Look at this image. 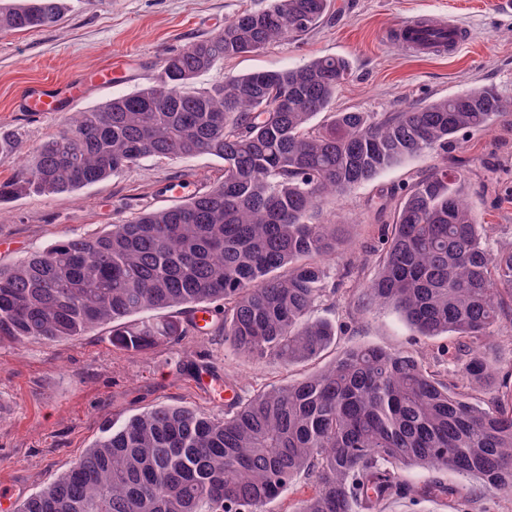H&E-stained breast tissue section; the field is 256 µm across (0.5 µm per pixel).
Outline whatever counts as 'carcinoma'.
Here are the masks:
<instances>
[{
    "label": "carcinoma",
    "instance_id": "1",
    "mask_svg": "<svg viewBox=\"0 0 512 512\" xmlns=\"http://www.w3.org/2000/svg\"><path fill=\"white\" fill-rule=\"evenodd\" d=\"M329 6L270 0L243 11L168 54L153 81L72 113L0 183L2 201L81 189L155 157L224 161L221 181L177 205L0 267V343L106 327L112 346L135 356L200 331L171 314L187 308L210 311L206 331L252 360L290 367L333 343L332 324L312 312L343 236L336 220L318 219L320 203L426 149L448 153L512 104L482 85L403 112H331L350 69L339 56L193 86L226 57L309 33ZM61 17L62 0H0L1 34ZM391 204L367 303L393 307L424 338H463L470 357L455 381H440L408 351L363 346L294 382L236 395L225 413L155 406L103 427L17 512H267L301 476L309 492L294 512H382L390 499L448 495L468 512L479 488L511 497L512 364L493 368L479 350L512 323V249L486 247L455 167L381 195L377 211ZM148 310L157 316L136 319ZM487 384L484 407L470 390ZM403 467L451 470L475 484L418 486L401 478Z\"/></svg>",
    "mask_w": 512,
    "mask_h": 512
}]
</instances>
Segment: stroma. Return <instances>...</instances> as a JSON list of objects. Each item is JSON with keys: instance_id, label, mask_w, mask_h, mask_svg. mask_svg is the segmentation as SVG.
Listing matches in <instances>:
<instances>
[{"instance_id": "1", "label": "stroma", "mask_w": 512, "mask_h": 512, "mask_svg": "<svg viewBox=\"0 0 512 512\" xmlns=\"http://www.w3.org/2000/svg\"><path fill=\"white\" fill-rule=\"evenodd\" d=\"M268 0H67L51 28L0 33V135L17 143L0 156V182L18 175L33 148L61 131L65 113L84 111L134 91L155 78L169 52L218 33L226 20ZM452 20L469 35L453 54L420 56L390 42L392 32L415 15ZM324 55L346 58L350 74L331 111L399 112L448 97L478 84L495 86L512 101V10L500 0H332L328 16L307 35L225 59L200 74L195 88L257 70H281ZM81 85L80 100L65 112L19 111V100L37 85ZM463 160L469 201L490 227L487 246L512 248V112L485 131L460 138L449 150ZM426 150L382 171L373 181L328 200L322 217L347 227L344 251L328 264V288L317 316L336 327V341L319 357L285 367L252 361L220 336H189L130 356L113 348L108 329L78 340L0 344V483L13 503L44 489L65 473L100 436L102 427L157 405L219 410L190 378L185 364L212 366L242 396L294 381L328 365L351 346H382L423 357L440 380L457 371L450 353L456 336H415L389 307H366L363 289L377 272L374 251L389 216H378L381 191L415 182L441 164ZM224 176V163L210 155L185 161L153 158L120 175L73 192L25 194L0 202V264L16 263L68 236L96 235L144 209L171 205ZM179 186V194L169 186Z\"/></svg>"}]
</instances>
